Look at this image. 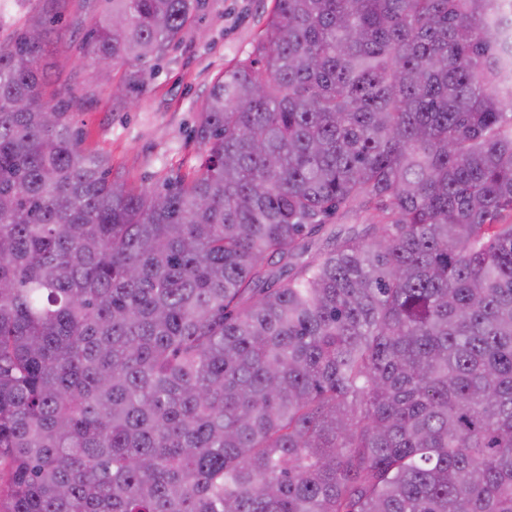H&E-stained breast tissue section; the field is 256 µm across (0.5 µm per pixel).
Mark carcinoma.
Returning <instances> with one entry per match:
<instances>
[{
  "label": "carcinoma",
  "instance_id": "1",
  "mask_svg": "<svg viewBox=\"0 0 512 512\" xmlns=\"http://www.w3.org/2000/svg\"><path fill=\"white\" fill-rule=\"evenodd\" d=\"M0 0V512H512L507 0H274L194 128L112 178ZM80 0L94 62L208 0ZM335 218L359 233L316 235Z\"/></svg>",
  "mask_w": 512,
  "mask_h": 512
}]
</instances>
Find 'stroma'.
Returning a JSON list of instances; mask_svg holds the SVG:
<instances>
[{
	"instance_id": "1",
	"label": "stroma",
	"mask_w": 512,
	"mask_h": 512,
	"mask_svg": "<svg viewBox=\"0 0 512 512\" xmlns=\"http://www.w3.org/2000/svg\"><path fill=\"white\" fill-rule=\"evenodd\" d=\"M272 8L273 0H209L181 43L158 63H146L145 87L131 90L122 104L113 101L112 88L133 64L100 74L80 37L68 35L50 46L41 65L53 86L69 85L85 95L74 114L83 148L108 155L113 178L158 190L172 174L197 166L193 129L209 89L226 67L250 54Z\"/></svg>"
}]
</instances>
